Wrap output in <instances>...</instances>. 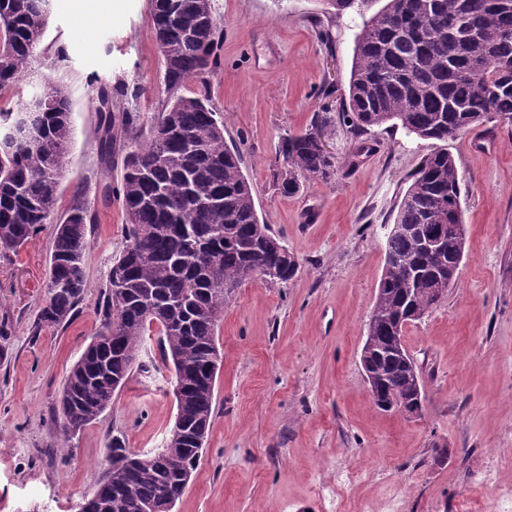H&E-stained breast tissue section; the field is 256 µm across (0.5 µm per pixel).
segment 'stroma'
Listing matches in <instances>:
<instances>
[{
    "label": "stroma",
    "instance_id": "1",
    "mask_svg": "<svg viewBox=\"0 0 512 512\" xmlns=\"http://www.w3.org/2000/svg\"><path fill=\"white\" fill-rule=\"evenodd\" d=\"M219 64L204 81L237 147L260 222L298 262L292 280L245 282L224 305L214 413L197 471L173 512H456L502 502L512 491V124L488 123L449 143L464 184V257L445 299L406 326L420 372L423 414L378 410L360 362L382 276L386 226L434 142L375 128L369 149L342 121L355 36L363 20L326 0H212ZM106 15L52 0L38 63L9 99L30 100L47 82L68 88L73 136L55 219L92 207L85 294L69 323L38 327L52 225L16 250L0 249V512H78L104 473L113 437L149 453L176 416L171 369L146 338L105 416L61 442L65 376L100 326L96 310L125 243L118 184L126 154L110 160L91 80L125 83L137 132L148 139L167 94L151 0H109ZM98 20L82 28L78 14ZM329 120L331 182L304 179L293 196L277 187L288 136Z\"/></svg>",
    "mask_w": 512,
    "mask_h": 512
}]
</instances>
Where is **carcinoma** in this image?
Masks as SVG:
<instances>
[{
    "label": "carcinoma",
    "mask_w": 512,
    "mask_h": 512,
    "mask_svg": "<svg viewBox=\"0 0 512 512\" xmlns=\"http://www.w3.org/2000/svg\"><path fill=\"white\" fill-rule=\"evenodd\" d=\"M376 0H329L337 11L359 14ZM155 38L164 63L169 101L149 139L131 136L118 187L127 216L125 245L112 263L109 285L122 282L121 303L112 291L99 306L101 328L70 368L60 395L61 436L68 441L100 419L129 378L146 336L157 331L164 363L187 382L176 415L185 430L210 427L215 376L207 375L210 350L224 302L243 283H286L298 269L294 256L260 223L239 153L224 139V120L208 92L181 89L217 64L220 42L212 0H151ZM49 18L37 0H0V93L16 85L40 58ZM127 87L101 82L93 88L102 154L112 153L113 107ZM42 97L40 132L31 142L0 146V247L17 249L53 224L72 139L69 92L49 83ZM23 106H0V139ZM343 122L361 136L388 125L419 139L448 143L483 122L512 123V0H384L356 37L348 107ZM282 150L290 170L279 183L285 196L300 179L328 183L335 159L300 133ZM461 186L446 149L429 154L397 206L394 223L407 232L388 238L374 307V335L385 342L394 320L422 318L448 294V261L457 248L451 225L462 223ZM91 206H74L54 224L47 301L38 321L61 325L74 315L86 288L84 258ZM448 229L447 253H424L423 233ZM278 275H267V269ZM389 392L407 394L412 377L399 354L380 357ZM186 434L169 433L163 448L136 453L112 438L104 475L82 497L81 512H163L187 485L181 473L196 469Z\"/></svg>",
    "instance_id": "carcinoma-1"
}]
</instances>
